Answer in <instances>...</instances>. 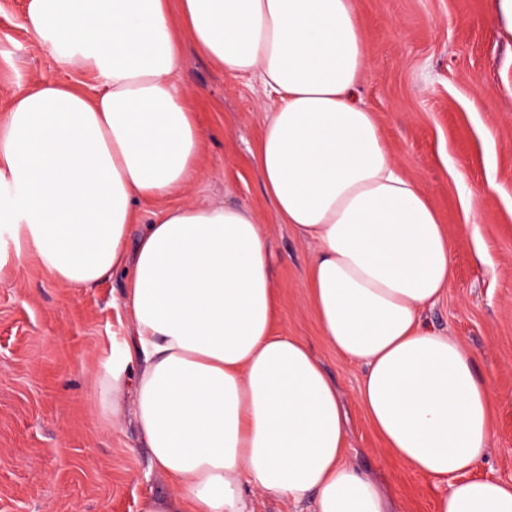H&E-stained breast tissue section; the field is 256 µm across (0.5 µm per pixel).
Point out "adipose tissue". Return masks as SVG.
I'll use <instances>...</instances> for the list:
<instances>
[{
    "instance_id": "1",
    "label": "adipose tissue",
    "mask_w": 512,
    "mask_h": 512,
    "mask_svg": "<svg viewBox=\"0 0 512 512\" xmlns=\"http://www.w3.org/2000/svg\"><path fill=\"white\" fill-rule=\"evenodd\" d=\"M22 26L95 97L44 81L0 118V275L36 259L85 288L122 274L131 339L98 372L110 422L132 417L174 486L147 512H390L347 464L336 384L273 329L268 239L250 209L200 201L203 132L182 40L274 105L254 155L282 223L313 247L306 286L328 345L362 365L355 398L389 453L450 480L435 512H512L475 478L493 436L475 358L425 311L453 276L448 234L356 91L370 64L356 0H24ZM152 204L148 223L139 206Z\"/></svg>"
}]
</instances>
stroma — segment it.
I'll return each mask as SVG.
<instances>
[{
    "instance_id": "stroma-1",
    "label": "stroma",
    "mask_w": 512,
    "mask_h": 512,
    "mask_svg": "<svg viewBox=\"0 0 512 512\" xmlns=\"http://www.w3.org/2000/svg\"><path fill=\"white\" fill-rule=\"evenodd\" d=\"M24 0H0V111L45 80H72L21 25ZM371 65L359 96L402 172L445 225L453 277L426 310L458 337L497 398L476 474L512 480V34L499 0H359ZM180 79L204 132L199 191L254 211L272 247L276 332L303 337L345 401L346 460L370 473L392 512H435L448 483L388 455L354 398L361 366L325 342L307 288L311 247L281 224L251 161L268 114L242 78L184 45ZM497 191H489V184ZM120 276L64 288L33 261L0 276V512H147L173 493L150 470L130 418L105 423L94 389L113 335L131 330Z\"/></svg>"
}]
</instances>
